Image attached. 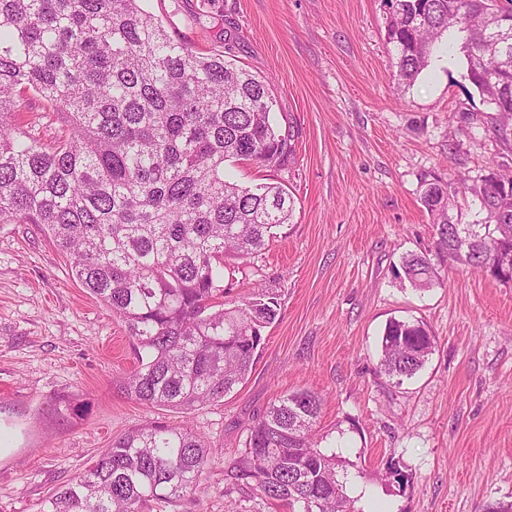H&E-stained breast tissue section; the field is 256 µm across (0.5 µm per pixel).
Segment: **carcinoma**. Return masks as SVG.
<instances>
[{
  "label": "carcinoma",
  "mask_w": 512,
  "mask_h": 512,
  "mask_svg": "<svg viewBox=\"0 0 512 512\" xmlns=\"http://www.w3.org/2000/svg\"><path fill=\"white\" fill-rule=\"evenodd\" d=\"M387 38L396 76L409 85L442 39L456 36L464 79L512 130V9L488 0H390ZM65 134L45 144L23 122L29 97ZM269 88L221 51L198 53L145 0H0V223L38 224L71 276L125 325L137 366L121 388L180 413L245 384L277 317L259 288L232 298L229 259L266 250L294 201L279 183L243 187L228 162L282 167L294 152L270 118ZM512 177L473 189L482 218H448V184L423 180L420 201L438 224V247L484 275L512 259ZM405 279L433 285L424 255L402 257ZM435 347L427 325L390 320L380 369L400 384ZM323 399L279 397L248 429L225 472L233 494L300 512H353L350 462L319 447ZM211 446L185 425L146 423L112 441L83 474L56 488L40 512H167L204 474Z\"/></svg>",
  "instance_id": "cac0c4a2"
}]
</instances>
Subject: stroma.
I'll use <instances>...</instances> for the list:
<instances>
[{"label": "stroma", "instance_id": "1", "mask_svg": "<svg viewBox=\"0 0 512 512\" xmlns=\"http://www.w3.org/2000/svg\"><path fill=\"white\" fill-rule=\"evenodd\" d=\"M200 0H147L199 52L221 49ZM236 36L232 55L270 89L272 116L294 136L281 169L227 164L239 184L283 185L288 224L241 262L234 296L262 286L277 308L248 381L218 402L176 413L127 398L134 367L124 324L76 283L35 224H0V512H38L113 439L149 421L184 423L210 462L178 512H224V468L280 396L323 399V446L350 460L349 497L387 512H486L512 503V284L453 264L420 201L435 176L465 184L450 212L470 224V188L512 171V141L456 51H436L409 85L396 77L385 0H216ZM426 255L419 290L401 259ZM423 321L435 338L425 367L396 384L379 371L390 319ZM399 462L411 480L398 486Z\"/></svg>", "mask_w": 512, "mask_h": 512}]
</instances>
